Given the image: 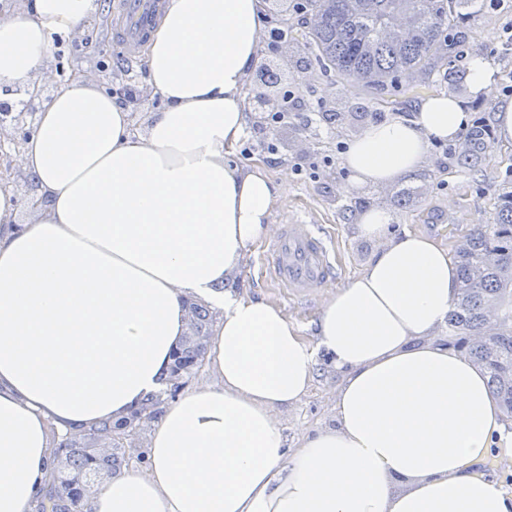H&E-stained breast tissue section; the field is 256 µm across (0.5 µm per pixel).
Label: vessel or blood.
<instances>
[{
    "instance_id": "1",
    "label": "vessel or blood",
    "mask_w": 512,
    "mask_h": 512,
    "mask_svg": "<svg viewBox=\"0 0 512 512\" xmlns=\"http://www.w3.org/2000/svg\"><path fill=\"white\" fill-rule=\"evenodd\" d=\"M155 11L156 0H123L116 38L126 57H133L135 46L149 34ZM264 262L271 278L298 298L309 297L335 275L321 237L304 224L284 225Z\"/></svg>"
}]
</instances>
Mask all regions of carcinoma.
<instances>
[{
    "mask_svg": "<svg viewBox=\"0 0 512 512\" xmlns=\"http://www.w3.org/2000/svg\"><path fill=\"white\" fill-rule=\"evenodd\" d=\"M473 0H306L310 13L286 36H304L319 68L336 81H364L373 99L398 104L396 74L414 70L451 80L448 53L464 42L459 24ZM484 129L471 131L459 164L476 170ZM465 245L454 247L459 294L448 316V335L459 337L475 362L487 372L488 383L505 418L512 421V194L497 198L494 223L470 229ZM506 306L497 323L486 318L490 308ZM192 331L183 336L172 356L166 381L177 373L191 375L202 364L210 310L198 303ZM162 392L146 398L130 417L105 422L89 434L130 432L159 414ZM60 466L55 481L36 512H82L90 483L121 468L125 454H103L68 440L56 451Z\"/></svg>",
    "mask_w": 512,
    "mask_h": 512,
    "instance_id": "cac0c4a2",
    "label": "carcinoma"
}]
</instances>
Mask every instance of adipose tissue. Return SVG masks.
<instances>
[{"label": "adipose tissue", "mask_w": 512, "mask_h": 512, "mask_svg": "<svg viewBox=\"0 0 512 512\" xmlns=\"http://www.w3.org/2000/svg\"><path fill=\"white\" fill-rule=\"evenodd\" d=\"M94 10L24 0L0 16V99L50 81L54 36L90 34ZM265 10L165 0L143 49V87L162 105L143 133L84 76L42 104L15 158L37 187L30 222L0 186V512H33L50 428L79 438L160 388L192 299L224 312L205 353L218 381L168 402L146 468L103 482L92 512H512V491L478 469L492 447L512 450V432L483 371L435 340L458 293L435 238L365 208L359 228L377 247L310 338L230 288L289 189L262 162L230 161ZM468 121L460 99L434 94L370 124L344 153L346 190L415 173ZM322 355L341 374L336 426L286 449L272 411L301 400Z\"/></svg>", "instance_id": "adipose-tissue-1"}]
</instances>
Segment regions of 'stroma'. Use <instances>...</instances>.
<instances>
[{
  "label": "stroma",
  "instance_id": "obj_1",
  "mask_svg": "<svg viewBox=\"0 0 512 512\" xmlns=\"http://www.w3.org/2000/svg\"><path fill=\"white\" fill-rule=\"evenodd\" d=\"M101 27L94 45L62 43L67 56L84 69L95 71L99 61H111L114 36L111 24L120 14L121 0H95ZM466 40L448 58L450 71L460 72L473 54H483L500 76L495 98L472 96L461 79L420 86L417 78L400 79V106L373 100L362 86L352 81H336L315 64L310 50L295 44L288 51L273 53L262 45L260 63L276 72L278 81L271 96L285 91L295 94V106L282 123H252L245 140L246 152L237 153L236 163L262 160L273 178H287V195L278 199L272 211L273 226L302 219L319 232L338 270L306 299L292 296L288 289L272 281L266 271L265 245L252 247L236 277L238 292L265 299L280 306L289 320L305 336H313L315 320L328 293L358 276L373 250L372 241L362 237L357 218L368 205L387 207L396 222L405 228L435 237L452 247L450 228L461 230L493 221L498 193L512 188V146H496L483 154V172L473 175L449 166L448 146L432 145L417 173L386 187L346 191L343 151L346 143L360 136L370 123L410 116L429 93L460 97L472 122L493 123L501 100L512 99V5L493 6L478 0L461 24ZM325 106L335 116L332 124L306 125L305 117ZM339 377L326 361H319L309 393L297 404L275 410L287 447H300L316 431L336 424L334 400Z\"/></svg>",
  "mask_w": 512,
  "mask_h": 512
}]
</instances>
